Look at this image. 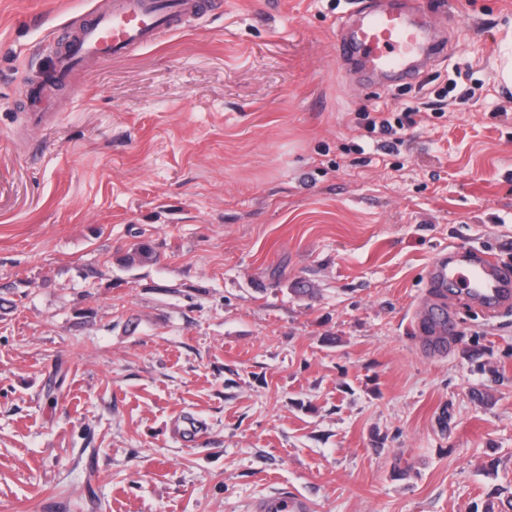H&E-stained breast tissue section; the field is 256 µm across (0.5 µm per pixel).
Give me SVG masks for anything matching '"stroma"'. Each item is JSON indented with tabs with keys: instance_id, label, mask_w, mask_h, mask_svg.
Masks as SVG:
<instances>
[{
	"instance_id": "obj_1",
	"label": "stroma",
	"mask_w": 512,
	"mask_h": 512,
	"mask_svg": "<svg viewBox=\"0 0 512 512\" xmlns=\"http://www.w3.org/2000/svg\"><path fill=\"white\" fill-rule=\"evenodd\" d=\"M370 2L223 0L27 101L94 0H0V512H512V310L429 277L512 275V0H421L397 88L336 55ZM496 71L499 85L512 92V43L510 40L501 44ZM377 116H371L369 112L362 114L361 120L365 121V126L370 133L376 132L383 135H397L398 131L403 130L405 123L402 118L397 117L394 119L395 126L392 124L390 118L385 117L383 112L376 113ZM458 254L453 265L446 256H438L430 267L432 280L438 288L455 279L474 300L495 310L505 309L512 302V289L498 265L488 254L473 257L470 253ZM433 309L437 315V321L427 322L428 334L431 338V345L438 349H446L450 336L454 334V326L451 317L446 318V311L441 306H432L428 310Z\"/></svg>"
}]
</instances>
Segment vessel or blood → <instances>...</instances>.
<instances>
[{
    "label": "vessel or blood",
    "mask_w": 512,
    "mask_h": 512,
    "mask_svg": "<svg viewBox=\"0 0 512 512\" xmlns=\"http://www.w3.org/2000/svg\"><path fill=\"white\" fill-rule=\"evenodd\" d=\"M214 0H101L91 20L68 40L56 56L53 78L68 87L76 73L88 66L125 58L148 48L165 35L180 32L186 19L203 18ZM336 43L338 57L359 55L375 70L396 74L407 69L427 36V22L417 0H375L341 25ZM437 287L456 280L474 300L495 309L512 306V283L498 265L483 254L463 252L455 261L440 256L430 267ZM430 323L431 344L446 349L454 326L444 308H436Z\"/></svg>",
    "instance_id": "b4317fda"
}]
</instances>
